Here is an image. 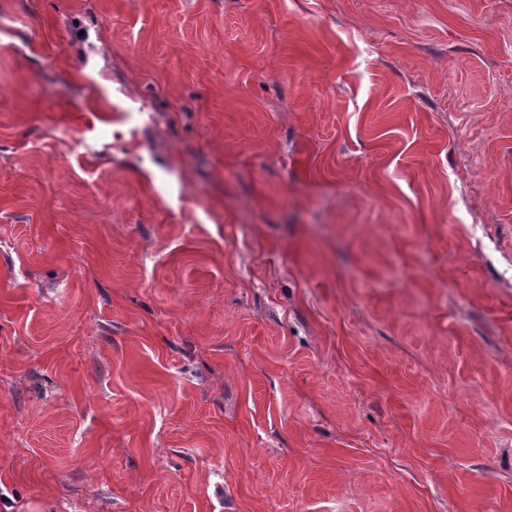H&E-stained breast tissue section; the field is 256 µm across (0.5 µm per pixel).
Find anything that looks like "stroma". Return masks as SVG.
I'll return each mask as SVG.
<instances>
[{"instance_id": "35a3bbf8", "label": "stroma", "mask_w": 512, "mask_h": 512, "mask_svg": "<svg viewBox=\"0 0 512 512\" xmlns=\"http://www.w3.org/2000/svg\"><path fill=\"white\" fill-rule=\"evenodd\" d=\"M512 512V0H0V496Z\"/></svg>"}]
</instances>
